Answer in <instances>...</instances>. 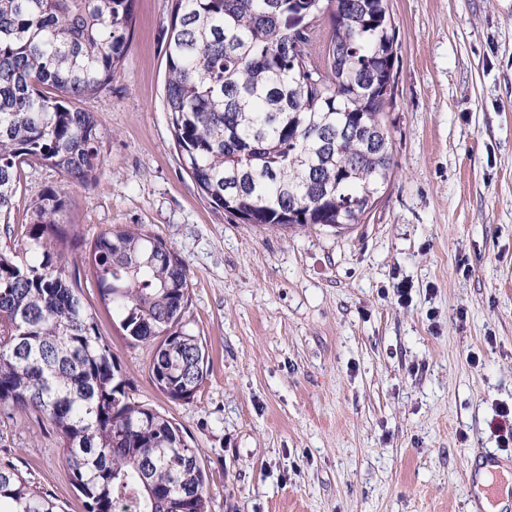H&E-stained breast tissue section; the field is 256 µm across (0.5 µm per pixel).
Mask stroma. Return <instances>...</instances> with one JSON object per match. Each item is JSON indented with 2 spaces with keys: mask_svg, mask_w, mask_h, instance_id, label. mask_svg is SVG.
<instances>
[{
  "mask_svg": "<svg viewBox=\"0 0 512 512\" xmlns=\"http://www.w3.org/2000/svg\"><path fill=\"white\" fill-rule=\"evenodd\" d=\"M172 7L135 0L121 71L83 104L101 133L94 180L25 168L13 224L61 187L78 282L87 243L133 224L182 257L211 361L191 399L162 394L150 345L83 294L131 396L198 448L210 512H478L472 463L512 460L491 425L512 407V0H389L393 174L344 229L244 224L202 195L162 106ZM0 460L85 512L46 416L0 411Z\"/></svg>",
  "mask_w": 512,
  "mask_h": 512,
  "instance_id": "35a3bbf8",
  "label": "stroma"
}]
</instances>
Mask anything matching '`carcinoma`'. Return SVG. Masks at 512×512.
I'll return each mask as SVG.
<instances>
[{
    "label": "carcinoma",
    "instance_id": "1",
    "mask_svg": "<svg viewBox=\"0 0 512 512\" xmlns=\"http://www.w3.org/2000/svg\"><path fill=\"white\" fill-rule=\"evenodd\" d=\"M134 0H0V224L10 223L23 166L70 182L95 177L98 124L77 101L112 83L133 35ZM330 12L326 73L301 60ZM388 0H173L164 109L181 163L201 193L244 224H359L366 196L392 175L385 122L395 78ZM63 191L39 194L20 248H0V410L53 423L86 512H208L199 450L166 415L129 396L81 286L65 273L77 240L60 227ZM101 303L132 342L158 340L149 368L173 401L209 371L186 319L184 260L137 225L107 231L85 254ZM0 512H57L0 462Z\"/></svg>",
    "mask_w": 512,
    "mask_h": 512
}]
</instances>
